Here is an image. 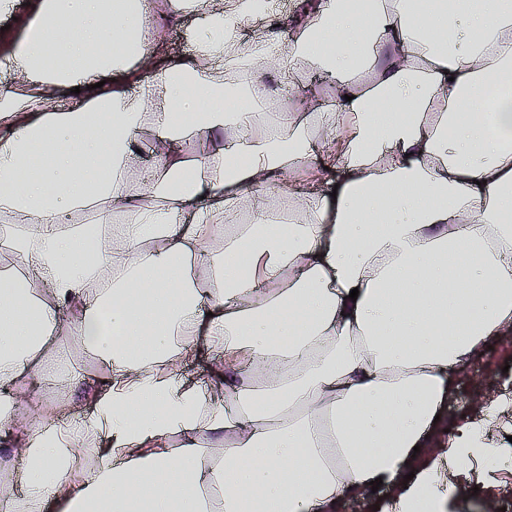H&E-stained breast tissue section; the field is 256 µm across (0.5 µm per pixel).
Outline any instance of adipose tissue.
<instances>
[{"mask_svg": "<svg viewBox=\"0 0 512 512\" xmlns=\"http://www.w3.org/2000/svg\"><path fill=\"white\" fill-rule=\"evenodd\" d=\"M306 69L332 107L265 113ZM0 128V512H337L378 478L374 512H451L512 469L511 391L438 420L512 335V0H40ZM142 131L197 153L134 176ZM62 334L107 383L17 426ZM333 82L330 76H327L323 72L317 70L306 71L304 77V84H311L315 87H319L322 93H319L318 104L322 108H329L332 105V95L330 92V83ZM19 455L14 448L0 447V485L9 486L17 484V475L20 467Z\"/></svg>", "mask_w": 512, "mask_h": 512, "instance_id": "adipose-tissue-1", "label": "adipose tissue"}]
</instances>
